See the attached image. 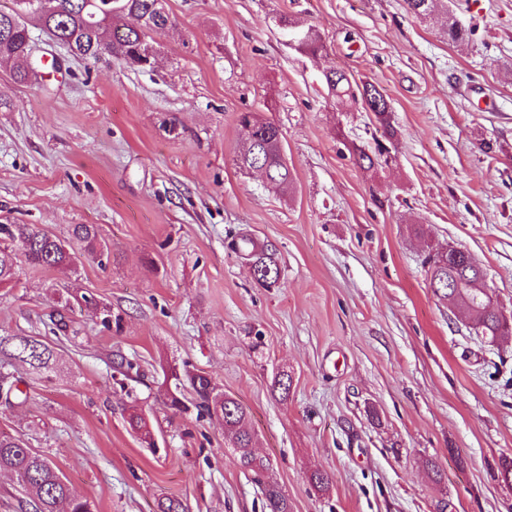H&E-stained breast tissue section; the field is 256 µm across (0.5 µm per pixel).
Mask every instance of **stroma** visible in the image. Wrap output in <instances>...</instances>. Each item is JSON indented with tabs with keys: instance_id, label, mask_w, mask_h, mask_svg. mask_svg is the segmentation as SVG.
I'll list each match as a JSON object with an SVG mask.
<instances>
[{
	"instance_id": "35a3bbf8",
	"label": "stroma",
	"mask_w": 512,
	"mask_h": 512,
	"mask_svg": "<svg viewBox=\"0 0 512 512\" xmlns=\"http://www.w3.org/2000/svg\"><path fill=\"white\" fill-rule=\"evenodd\" d=\"M165 7L154 70L73 56L38 29L36 76L0 65V223L62 239L93 224L111 252L105 265L77 252L64 273L25 265L0 286L1 335L68 323L50 377H25L27 406L0 404V430L38 427L33 447L96 512L168 498L267 512L220 419L171 408L170 372L187 369L247 407L291 512H512V336L478 334L423 264L468 251L512 320V0H448L425 19L405 0ZM284 17L319 31L320 56L288 44ZM332 67L380 89L393 136L337 105ZM243 112L280 127L288 193L238 169ZM379 142L392 162L358 167L356 148ZM242 236L275 250V285L232 251ZM103 305L118 325H101ZM134 408L156 449L131 431Z\"/></svg>"
}]
</instances>
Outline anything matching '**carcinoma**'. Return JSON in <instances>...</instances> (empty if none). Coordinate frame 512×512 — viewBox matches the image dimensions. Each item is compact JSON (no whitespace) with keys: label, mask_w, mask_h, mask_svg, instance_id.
Instances as JSON below:
<instances>
[{"label":"carcinoma","mask_w":512,"mask_h":512,"mask_svg":"<svg viewBox=\"0 0 512 512\" xmlns=\"http://www.w3.org/2000/svg\"><path fill=\"white\" fill-rule=\"evenodd\" d=\"M55 9L41 14L30 13L25 6L14 0L9 12L0 11V62H16L27 51L31 41L29 24L37 22L41 28L52 30L58 40L73 43L85 59L98 60L104 55L123 59L135 65L140 59L139 50L150 45L151 30L170 24L164 0H53ZM282 34L298 43L301 50L313 55L324 49L317 30L311 26L298 27L291 21H280ZM329 93L337 103H357L370 95L377 99L382 110L375 116L388 136L394 134L389 121L388 102L380 90L371 83L354 85L348 79L326 80ZM240 134L246 147L239 153L236 164L246 169L256 162L269 167L270 186L280 190L292 182L291 172L281 157L282 134L279 126L269 120L251 121L247 114L239 118ZM387 163L382 149L371 155L360 149L357 153L359 166L371 169L379 162ZM70 238L79 243L84 251L99 260L110 259L111 252L99 239L94 224L72 225ZM0 285L9 284L17 275L19 264L48 270H68L75 262V253L67 244L36 224H0ZM232 249L258 268H277L274 254L256 247L248 238L231 243ZM464 263V256L456 249L436 253L426 259L430 275V287L435 295L448 301L453 297H468L472 305H463V312L473 326L485 336L496 339L512 333V328L495 315L478 311L482 306V291L472 282L459 280V291L448 289L452 281L448 271ZM56 360L54 347L40 336L25 334L0 335V391L9 395L7 403L19 407L28 403L29 393L20 388L24 383L18 375L23 367L42 374L53 368ZM171 376L180 381L193 397L198 414L224 417V439L231 447L240 450L235 457L239 469L261 486L269 512H290L288 498L281 488L267 481L270 468L268 459L248 451L253 436L246 424L248 412L236 398L224 402V392L216 388L203 374L171 370ZM130 428L149 446H155L153 432L143 414L133 412L128 417ZM0 472L13 476L27 497L26 505L32 512H93V503L75 495L68 483L60 476L47 456L32 448L20 436L0 432Z\"/></svg>","instance_id":"carcinoma-1"}]
</instances>
